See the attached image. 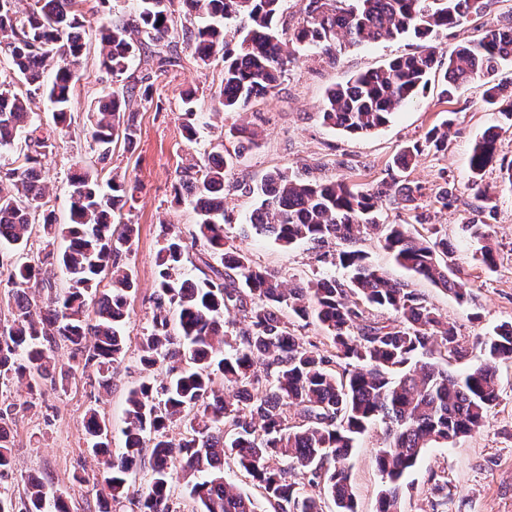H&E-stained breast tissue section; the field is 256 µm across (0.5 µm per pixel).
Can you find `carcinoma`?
I'll return each instance as SVG.
<instances>
[{
	"mask_svg": "<svg viewBox=\"0 0 512 512\" xmlns=\"http://www.w3.org/2000/svg\"><path fill=\"white\" fill-rule=\"evenodd\" d=\"M185 22L174 24V2ZM129 19L104 22L100 64L115 87L90 104L88 135L96 165L69 180V222L58 223L45 201L43 159L50 135L33 121L29 97L42 92L52 105L54 130L69 127L76 72L85 50L81 0H33L24 11L0 0V49L11 67L0 70V148L16 147L14 166L0 174V291L15 308L0 324V378L65 384L75 364H94L100 383L111 385L112 366L125 354L130 297L135 282L126 259L137 234L122 221L133 208L136 187L111 177L108 191L99 171L114 147L130 149L138 127L130 103L153 102L150 77L129 73L132 59L167 41L204 65L221 66L219 104L236 110L264 99L280 85L290 62L289 44L307 46L336 61L337 46H359L411 34L428 39L483 15L490 0H304L291 35L280 27L284 0H138ZM241 19L237 42L226 22ZM512 62V26L488 28L474 42L448 52L447 62L424 50L390 60L326 92L318 117L350 135L369 134L390 122L405 103L424 92L432 71L445 67L443 95L479 79L483 101L512 126V99L496 82L501 64ZM26 90H21L20 86ZM183 130L196 140L194 93L181 97ZM453 116L427 131L425 144L448 147ZM499 134L486 132L473 146L469 167L475 182L497 160ZM421 154L403 147L394 164L409 169ZM243 152H212L175 172L174 200L191 197L199 245L197 280L181 276L190 261L181 231L161 225L156 256L157 289L152 324L139 342L145 367L168 366L160 383L143 381L129 391L121 429L123 447L112 453V428L91 410L84 420L89 451L97 458L107 493L98 512H183L171 492L183 478L194 512H258L254 500L224 480V459L234 457L263 490L271 512H323L322 496L336 512H357L348 460L360 435L377 425L383 442L376 453L382 476L378 512H402L404 479L424 449L449 444L485 426L502 395L498 365L512 359V323H503L464 345L454 324L406 283L395 282L369 260L359 241L374 234L396 263L465 303L470 285L457 274L448 237L415 236L402 224H380L383 202L413 206L420 187L393 178L367 191L339 181H317L284 172L268 174L260 187L244 188L260 203L248 216L258 235L284 248L305 241L319 257L347 270V279L318 278L289 285L275 269L255 264L227 244L224 187ZM66 241L37 262L23 252L33 230ZM66 275L54 289L52 271ZM109 287L100 288L103 277ZM40 283L46 305L32 304L27 290ZM371 307L394 318L375 321ZM236 309L241 321L224 323ZM315 318L329 345L295 334V323ZM71 361L59 362L60 345ZM476 350L479 359L460 375L448 360ZM36 407L33 399L0 407V479L14 472L9 416ZM186 428L179 440L169 436ZM149 456L146 486L132 484L134 469ZM0 512H72L64 492L40 478L25 482L17 498L0 497Z\"/></svg>",
	"mask_w": 512,
	"mask_h": 512,
	"instance_id": "cac0c4a2",
	"label": "carcinoma"
}]
</instances>
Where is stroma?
Returning <instances> with one entry per match:
<instances>
[{
  "label": "stroma",
  "mask_w": 512,
  "mask_h": 512,
  "mask_svg": "<svg viewBox=\"0 0 512 512\" xmlns=\"http://www.w3.org/2000/svg\"><path fill=\"white\" fill-rule=\"evenodd\" d=\"M137 8L136 0H85L83 4L86 42L85 68L75 86L69 133L57 137L45 160L47 199L60 223L69 215L68 178L77 165L95 160L85 137L91 102L111 92L110 73L101 67L96 34L108 18H128ZM512 23V0H493L487 14L465 25L440 32L427 41L404 35L360 47H346L336 61L315 50L296 47L294 59L275 94L234 110H221L218 92L220 70L196 62L190 51L179 53L176 65L158 70L156 56L169 53L167 43L152 45L151 56L132 62L136 75H150L154 82L153 101L132 100L130 109L138 125L137 144L131 151L116 148L112 155L114 172L136 181L139 189L129 215L138 229L129 268L136 286L129 310V337L123 361L112 373V386H99L94 368L79 370L67 388L43 386L33 410L18 414L11 425L12 452L16 469L0 480V492L15 496L22 492L23 479L33 475L65 489L74 512H97L99 488L97 464L89 453L84 434V417L96 410L120 430L130 389L144 378L166 377L164 366L143 370L138 341L152 323L156 290V255L160 247L161 224L176 225L183 236H191L195 214L190 204L175 205L172 183L177 167L210 153L214 146L232 153L238 147L235 127L246 125L258 133L256 146L227 175L224 210L231 222L224 227L226 241L248 253L262 265L279 270L285 280L300 284L317 277L343 278L341 268L316 259L310 245L299 243L284 249L272 240L244 232L255 196L242 193V185L260 184L266 174L280 169L289 173L308 171L310 178L335 179L362 190L389 179L393 160L406 145L422 146L417 164L406 176L421 188L418 210L383 204L381 221L420 226L415 212H424L430 225L456 248L459 275L471 286L469 302L458 303L452 295L428 281L412 278L393 262L377 238H366L361 247L371 261L389 278L411 287L453 323L466 340L488 334L505 322H512V182L505 180L499 165L489 166L479 182L494 198L493 210H480L468 159L474 143L492 126H500L498 154L512 161V128L504 126L498 113L481 99L479 84L456 90L452 97L440 95L441 79L432 77L423 94L402 106L384 127L353 136L323 125L318 111L327 90L345 83L357 73L383 66L393 57L432 48L437 57H447L455 46L478 39L489 26ZM194 89L199 113L198 135L187 142L182 132L181 91ZM455 115L448 149L437 152L423 145L424 135ZM456 196L454 205L442 208V190ZM490 227L495 250V267L486 269L480 261V242L466 230L470 224ZM503 398L484 428L450 445L426 449L405 479L403 512H433L432 475L447 478L451 495L445 512H512V360L499 365ZM382 430L375 427L356 442L349 460L351 481L358 512H378L381 475L375 462Z\"/></svg>",
  "instance_id": "35a3bbf8"
}]
</instances>
